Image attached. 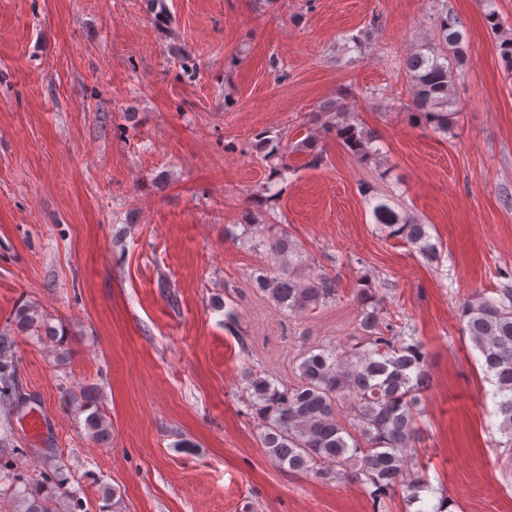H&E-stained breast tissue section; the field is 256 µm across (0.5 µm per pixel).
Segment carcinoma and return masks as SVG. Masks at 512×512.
Here are the masks:
<instances>
[{
    "label": "carcinoma",
    "instance_id": "cac0c4a2",
    "mask_svg": "<svg viewBox=\"0 0 512 512\" xmlns=\"http://www.w3.org/2000/svg\"><path fill=\"white\" fill-rule=\"evenodd\" d=\"M437 41L428 43L400 61L410 83L411 101L406 109L417 122L435 133L448 134L456 111L451 86L469 56L459 22L446 12L435 19ZM316 131L295 145V150L321 162L318 134H332L358 160L368 163L380 155L375 138L360 127L339 100L327 101L312 113ZM376 223L412 246L426 261L440 259L439 242L426 225L400 213L386 201L373 207ZM241 246L264 248L270 263L252 270L250 280L268 300L291 313L315 309L336 301V281L327 273L308 271L303 248L288 230L277 224H260L247 218L234 235ZM502 282L491 294L475 295L460 308L461 333L469 336L482 357V368L492 385L499 431L512 447V273H500ZM362 339L340 352L321 345L301 353L297 385H277L265 373L247 365L242 379L249 411L264 428L261 441L270 457L288 470L322 480L360 484L372 500L373 512H388L386 500L396 487L407 505L423 500L429 490L425 476L413 470L419 441L417 420L421 397L430 383L426 354L417 340L407 342L402 326L387 318L372 283L359 280ZM13 329L33 336H57L30 305L19 307ZM15 340L9 330L0 332V402L12 404L15 396ZM347 415L340 417V404ZM80 410L98 441L110 436L106 415L97 393L83 394ZM63 480L50 487L37 484L20 494V512H59L60 499L71 503V512L82 509L79 499L63 491Z\"/></svg>",
    "mask_w": 512,
    "mask_h": 512
}]
</instances>
